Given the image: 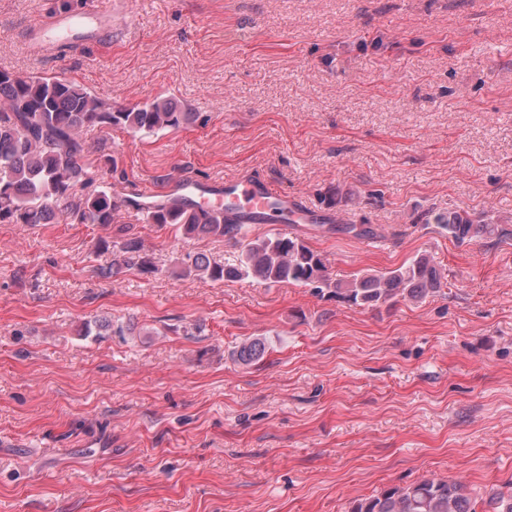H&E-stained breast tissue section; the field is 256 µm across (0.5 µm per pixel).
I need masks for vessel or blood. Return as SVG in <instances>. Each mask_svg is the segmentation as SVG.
<instances>
[{"label":"vessel or blood","instance_id":"obj_1","mask_svg":"<svg viewBox=\"0 0 512 512\" xmlns=\"http://www.w3.org/2000/svg\"><path fill=\"white\" fill-rule=\"evenodd\" d=\"M122 6V0H86L82 12L35 24L28 46L35 51L56 52L59 45L53 33L95 32L98 21L120 14ZM202 192L205 203L235 208L254 224H319L325 220L320 212L298 205L286 192L253 177L206 186Z\"/></svg>","mask_w":512,"mask_h":512}]
</instances>
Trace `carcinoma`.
<instances>
[{
  "instance_id": "obj_1",
  "label": "carcinoma",
  "mask_w": 512,
  "mask_h": 512,
  "mask_svg": "<svg viewBox=\"0 0 512 512\" xmlns=\"http://www.w3.org/2000/svg\"><path fill=\"white\" fill-rule=\"evenodd\" d=\"M194 119L170 98L157 97L142 107L115 109L84 87L57 76H19L0 71V224H52L64 212L73 224L115 223L117 205L112 190L98 183L97 174L85 162L88 147L83 132L95 127H117L150 134L178 130ZM146 210L148 220L167 225L185 236L235 237L241 234V215L204 205L175 184L168 194L149 204L129 200ZM443 227L459 242L498 236L502 230L467 211L448 214ZM338 233L374 238L371 224H342ZM112 263L98 273L109 278L123 267L152 271L141 255L138 238L129 234L117 245ZM181 274L211 281L252 277L267 284L288 283L325 288L359 307H379L399 300L418 301L443 287L440 271L425 256L387 273H361L350 280H333L323 257L295 237L256 238L245 245L237 265L213 263L201 253L189 254ZM267 352L264 339L242 342L235 360L242 366L260 362ZM351 512H477L466 485L459 481L425 479L392 487L358 501Z\"/></svg>"
}]
</instances>
